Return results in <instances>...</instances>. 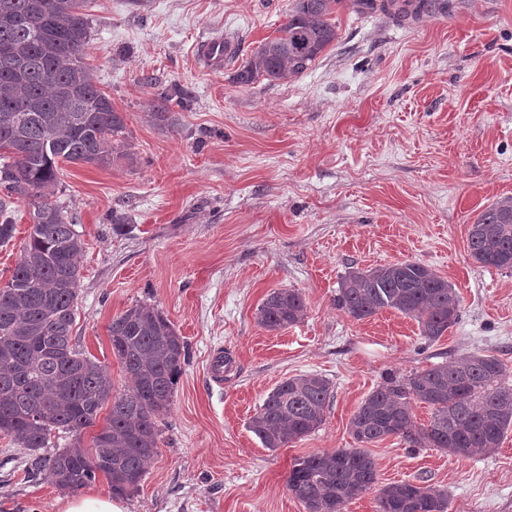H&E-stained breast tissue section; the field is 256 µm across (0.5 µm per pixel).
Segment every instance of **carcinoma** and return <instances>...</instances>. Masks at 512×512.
I'll use <instances>...</instances> for the list:
<instances>
[{
    "label": "carcinoma",
    "mask_w": 512,
    "mask_h": 512,
    "mask_svg": "<svg viewBox=\"0 0 512 512\" xmlns=\"http://www.w3.org/2000/svg\"><path fill=\"white\" fill-rule=\"evenodd\" d=\"M86 0H0V246L13 238L12 200H27L35 224L9 281L0 286V433L34 453L54 432L74 443L39 457L60 490L108 480L115 495L138 489L158 449V419L169 410L188 346L153 305L137 302L112 318V353L132 383L116 393L105 368L72 342L83 243L72 218L50 201L59 162L107 166L134 160L123 139L122 113L96 85L86 63L91 39ZM381 10L403 20L445 11L443 0H293L278 35L261 41L234 71L240 86L287 82L303 75L338 41L333 14L343 6ZM187 93H163L153 119L174 124L171 105L188 108ZM470 257L482 267L512 271V196L496 200L468 228ZM336 307L361 321L384 309L415 318L424 338L437 341L459 322L455 288L428 266L405 261L355 269L340 281ZM302 294L279 289L257 308V323L279 331L301 322ZM331 383L318 374L288 378L251 417L249 429L275 450L325 421ZM432 408L429 425L416 423L412 402ZM110 405L102 426L100 411ZM99 427L92 449L86 429ZM512 427V384L492 355H463L406 377H390L350 420L358 448L295 460L286 480L307 512H343L377 483L375 460L362 446L397 436L414 446L440 448L460 459L499 448ZM378 512H448V493L430 485L391 483L379 490Z\"/></svg>",
    "instance_id": "cac0c4a2"
}]
</instances>
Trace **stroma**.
<instances>
[{"mask_svg":"<svg viewBox=\"0 0 512 512\" xmlns=\"http://www.w3.org/2000/svg\"><path fill=\"white\" fill-rule=\"evenodd\" d=\"M290 4L87 0V61L135 159L62 166L53 199L84 243L72 341L118 392L129 382L108 326L132 304L155 305L189 347L127 512H307L286 488L295 459L354 447L350 419L385 378L476 352L512 373V271L480 266L467 244L476 214L512 196V0H451L404 22L340 8L336 45L287 83L243 87L233 64L199 59L198 43L217 36L249 55ZM177 86L192 102L171 130L150 103ZM12 210L0 285L31 228L28 201ZM407 260L459 294L461 319L436 342L396 311L357 321L336 307L349 268ZM280 288L303 295L307 316L270 332L256 309ZM219 349L233 361L220 385L209 373ZM307 373L331 383L324 424L264 448L250 418ZM366 450L379 486L447 491L448 512H512V431L473 459L394 436ZM62 495L35 453L0 435V512H57Z\"/></svg>","mask_w":512,"mask_h":512,"instance_id":"obj_1","label":"stroma"}]
</instances>
